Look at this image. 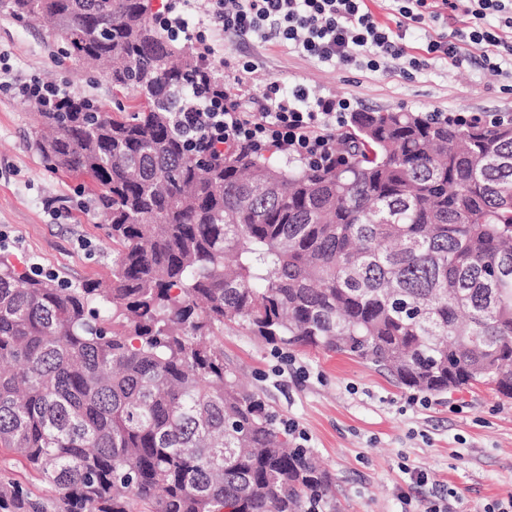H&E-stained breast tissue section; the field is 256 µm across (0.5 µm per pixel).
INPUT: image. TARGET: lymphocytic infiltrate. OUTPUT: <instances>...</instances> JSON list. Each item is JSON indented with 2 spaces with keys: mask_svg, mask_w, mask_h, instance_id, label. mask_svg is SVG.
Segmentation results:
<instances>
[{
  "mask_svg": "<svg viewBox=\"0 0 512 512\" xmlns=\"http://www.w3.org/2000/svg\"><path fill=\"white\" fill-rule=\"evenodd\" d=\"M193 10V0H167L157 24L168 38L193 45L208 64L215 49L204 31L215 28L228 36L254 35L335 67L379 72L403 58L417 70L421 59L407 55L403 44L408 30L428 19H449L459 29L429 37L426 54L455 64L467 55L498 76L504 65L512 66V0H388V23L370 0H214L207 16ZM185 98L180 128L193 145L211 149L277 143L289 155L318 159L332 153L346 121V101L312 100L298 86L284 95L270 84L255 110L244 107L239 88L229 84L206 94L191 90Z\"/></svg>",
  "mask_w": 512,
  "mask_h": 512,
  "instance_id": "f902f5d3",
  "label": "lymphocytic infiltrate"
}]
</instances>
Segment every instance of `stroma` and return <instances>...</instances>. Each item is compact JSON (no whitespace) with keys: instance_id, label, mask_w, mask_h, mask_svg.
Wrapping results in <instances>:
<instances>
[{"instance_id":"obj_1","label":"stroma","mask_w":512,"mask_h":512,"mask_svg":"<svg viewBox=\"0 0 512 512\" xmlns=\"http://www.w3.org/2000/svg\"><path fill=\"white\" fill-rule=\"evenodd\" d=\"M445 21L410 28L406 41L423 69L395 60L394 74L356 66L328 67L252 37L236 50L255 57L242 78L245 101L258 108L269 83L303 85L315 96L346 97L355 112H498L512 115V80L473 60L451 66L428 58L429 35L449 32ZM0 57L17 83L0 88V244L19 269L36 266L68 281L107 280L112 242L76 179L50 170L33 144L38 116L21 84L40 82L96 98L105 111L124 104L92 65L60 61L42 25L0 13ZM225 357L243 380L286 421L336 478L340 512H424L449 495L452 512H483L512 497V399L490 386L438 396L395 387L374 368L341 355L275 351L246 330L225 327ZM420 471L425 484L413 483Z\"/></svg>"}]
</instances>
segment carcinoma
<instances>
[{
  "instance_id": "obj_1",
  "label": "carcinoma",
  "mask_w": 512,
  "mask_h": 512,
  "mask_svg": "<svg viewBox=\"0 0 512 512\" xmlns=\"http://www.w3.org/2000/svg\"><path fill=\"white\" fill-rule=\"evenodd\" d=\"M62 61H93L127 111L35 99L33 141L83 179L111 279L17 272L0 255V447L48 488L0 512H336V478L241 385L216 337L384 371L401 389L512 398V120L355 112L322 165L191 151L184 93L223 78L151 0H0Z\"/></svg>"
}]
</instances>
